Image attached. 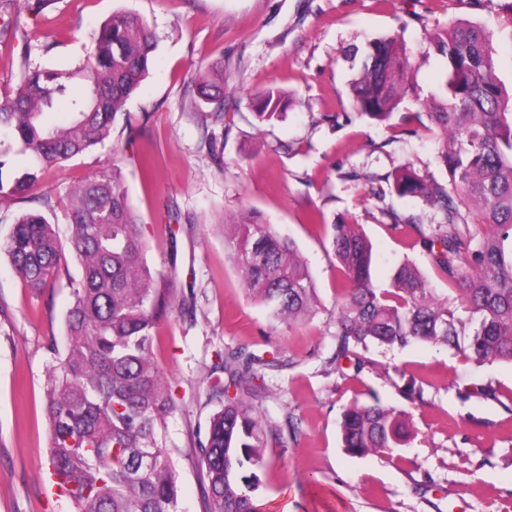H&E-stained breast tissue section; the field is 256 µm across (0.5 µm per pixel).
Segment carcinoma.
I'll return each mask as SVG.
<instances>
[{"label":"carcinoma","mask_w":512,"mask_h":512,"mask_svg":"<svg viewBox=\"0 0 512 512\" xmlns=\"http://www.w3.org/2000/svg\"><path fill=\"white\" fill-rule=\"evenodd\" d=\"M492 39V31L473 22L428 34V49L443 58L445 71L437 93L414 101L432 123L446 177L421 175L407 163L395 171L393 188L430 206L437 224L428 235L420 218L384 210L419 234L434 270L458 296L439 295L409 260L394 269L388 287H378L370 242L353 224H333L343 276L334 363L358 348L413 343L444 346L478 366L512 363V105L496 76ZM156 47L140 16L116 13L100 25L82 66L24 69L14 94L0 99V198H26L44 171L130 126L124 107ZM346 59L354 70L353 105L363 116L387 120L414 90L408 50L397 36L369 41ZM74 80L83 82V92L58 124L51 114ZM256 100L259 121L279 117V92ZM18 154L31 164L3 181ZM68 221L62 237L42 214L23 212L0 242V253L35 291L69 256L81 270L65 315L67 342L46 386L51 476L74 512H178V475L159 434L176 401L153 353L154 333L173 311L176 259L166 271L149 263L144 225L115 172L105 168L75 188ZM470 224L483 227L480 237L470 235ZM224 227L251 300L290 324L315 313V284L293 240L252 210ZM217 357L214 369L227 379L213 386L224 405L201 446L208 512H268L258 471L281 429L257 413L253 380L282 363L240 348ZM340 434L351 456L389 454L408 442L409 418L377 400L355 402L342 413Z\"/></svg>","instance_id":"cac0c4a2"}]
</instances>
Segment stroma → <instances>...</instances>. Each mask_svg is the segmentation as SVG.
<instances>
[{
    "label": "stroma",
    "instance_id": "1",
    "mask_svg": "<svg viewBox=\"0 0 512 512\" xmlns=\"http://www.w3.org/2000/svg\"><path fill=\"white\" fill-rule=\"evenodd\" d=\"M511 1L44 0L30 10L0 0L1 97L24 67H76L112 14H138L157 39L149 75L125 106L131 133H112L46 171L28 199L0 200V238L24 211L66 231L72 188L115 167L146 227L149 260L161 268L176 256L175 297L189 309L159 326L153 350L176 399L162 437L179 474V512H207L200 445L221 407L210 374L226 347L283 363L266 373L260 400L285 426L261 474L273 512H512V364L478 366L429 344L373 345L360 362H329L340 278L331 224L357 225L368 237L379 285L409 259L438 292L456 294L416 231L382 214L431 219L386 177L405 163L440 174L437 141L399 111L384 124L361 117L346 50L401 36L425 96L444 68L426 55V34L479 21L495 33L496 74L511 95ZM48 32L57 35L49 50ZM204 79L223 82V98L203 101ZM268 89L289 105L261 123L253 98ZM244 208L296 242L316 285L310 319L289 326L247 298L224 244L225 216ZM80 276L71 259L33 291L0 255V512H73L48 473L44 392ZM375 398L407 412L414 437L390 454L350 456L341 415Z\"/></svg>",
    "mask_w": 512,
    "mask_h": 512
}]
</instances>
